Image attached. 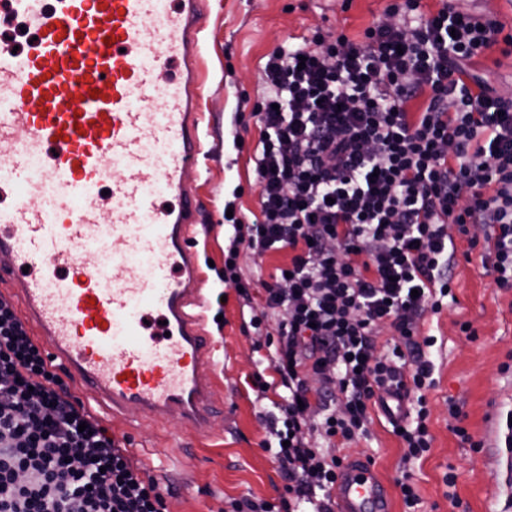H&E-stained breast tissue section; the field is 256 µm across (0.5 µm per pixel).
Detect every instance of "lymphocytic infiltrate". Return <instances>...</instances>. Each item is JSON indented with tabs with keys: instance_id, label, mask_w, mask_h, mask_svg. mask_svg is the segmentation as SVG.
I'll return each mask as SVG.
<instances>
[{
	"instance_id": "obj_1",
	"label": "lymphocytic infiltrate",
	"mask_w": 512,
	"mask_h": 512,
	"mask_svg": "<svg viewBox=\"0 0 512 512\" xmlns=\"http://www.w3.org/2000/svg\"><path fill=\"white\" fill-rule=\"evenodd\" d=\"M496 45L511 55L512 34L457 0L433 13L392 0L361 39L318 27L266 55L262 95L242 99L259 129V213L232 218L224 283L252 306L241 250L288 254L261 281V311L249 319L271 349L273 376L255 384L281 404L262 446L288 496L235 500L231 512H334L347 457L310 444L314 414L345 446L379 408L407 458L428 451L425 351L435 339L416 333L452 294L455 235L481 247L498 287L512 288V99L467 72ZM475 226L489 235L472 236ZM385 324L396 337L381 352ZM168 494L84 411L0 298V512H167Z\"/></svg>"
}]
</instances>
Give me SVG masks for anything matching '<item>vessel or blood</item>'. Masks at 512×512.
I'll list each match as a JSON object with an SVG mask.
<instances>
[{
  "label": "vessel or blood",
  "instance_id": "b4317fda",
  "mask_svg": "<svg viewBox=\"0 0 512 512\" xmlns=\"http://www.w3.org/2000/svg\"><path fill=\"white\" fill-rule=\"evenodd\" d=\"M205 0H0L36 36L0 49V279L85 410L207 433L214 351L198 311L188 185L204 145ZM174 203L157 208L156 192ZM123 252L103 264V243ZM337 512H391L370 464Z\"/></svg>",
  "mask_w": 512,
  "mask_h": 512
}]
</instances>
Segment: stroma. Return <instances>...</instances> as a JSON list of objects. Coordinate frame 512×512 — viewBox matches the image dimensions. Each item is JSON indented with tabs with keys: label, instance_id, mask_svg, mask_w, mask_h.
<instances>
[{
	"label": "stroma",
	"instance_id": "obj_1",
	"mask_svg": "<svg viewBox=\"0 0 512 512\" xmlns=\"http://www.w3.org/2000/svg\"><path fill=\"white\" fill-rule=\"evenodd\" d=\"M390 0H207L200 36L205 83L200 107L206 156L190 180L203 208L193 244L201 266L206 330L218 358L208 369L222 390L214 403V424L204 436L186 433L176 422H144L130 430L124 421L104 418L116 437L128 438V451L164 448L176 466L158 472L172 489L168 512H228L232 500L279 502L285 481L260 443V414L272 410L258 398L254 373L267 365L265 339L243 329V301L224 284V254L232 228L224 206L237 215L258 209L249 157L258 138L255 123L239 124L241 94L261 90V59L286 39L314 27L361 38L382 17ZM244 138L237 149L236 138ZM453 302L426 313L422 333L435 335L429 357L434 387L425 390L427 426L432 437L420 459H405L399 438L382 413H375L367 436L349 449L351 457L371 460L387 485L394 512H404L398 482L410 474L420 504L417 512H512V449L506 448V417L512 413V289L499 288L484 268L481 252L466 237L454 238ZM468 435L460 437L456 427Z\"/></svg>",
	"mask_w": 512,
	"mask_h": 512
}]
</instances>
